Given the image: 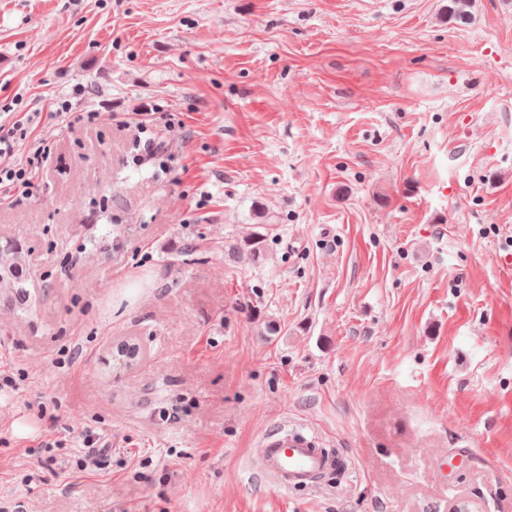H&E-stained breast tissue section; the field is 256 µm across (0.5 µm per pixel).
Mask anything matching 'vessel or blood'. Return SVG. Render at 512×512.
<instances>
[{
  "mask_svg": "<svg viewBox=\"0 0 512 512\" xmlns=\"http://www.w3.org/2000/svg\"><path fill=\"white\" fill-rule=\"evenodd\" d=\"M260 468L283 490L316 486L320 475L333 466L318 436L303 427H277L261 439L258 451Z\"/></svg>",
  "mask_w": 512,
  "mask_h": 512,
  "instance_id": "obj_1",
  "label": "vessel or blood"
}]
</instances>
